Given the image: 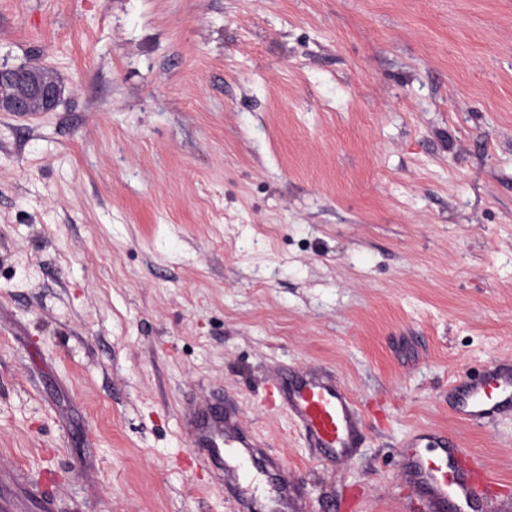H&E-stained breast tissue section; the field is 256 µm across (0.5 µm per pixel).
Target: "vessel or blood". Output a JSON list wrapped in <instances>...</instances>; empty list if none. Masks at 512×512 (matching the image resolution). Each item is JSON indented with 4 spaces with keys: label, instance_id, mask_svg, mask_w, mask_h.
<instances>
[{
    "label": "vessel or blood",
    "instance_id": "vessel-or-blood-1",
    "mask_svg": "<svg viewBox=\"0 0 512 512\" xmlns=\"http://www.w3.org/2000/svg\"><path fill=\"white\" fill-rule=\"evenodd\" d=\"M276 394L320 461L333 464L356 455L360 418L340 382L313 368L289 367L276 380ZM451 397L453 415L475 426L512 412V360L500 359L479 374L458 376ZM186 434L190 447L205 449L201 466L220 472L237 512H309L305 496L236 414L200 405L186 423ZM400 469L419 512H481L501 484L485 461L439 432L409 439Z\"/></svg>",
    "mask_w": 512,
    "mask_h": 512
}]
</instances>
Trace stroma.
<instances>
[{
	"label": "stroma",
	"mask_w": 512,
	"mask_h": 512,
	"mask_svg": "<svg viewBox=\"0 0 512 512\" xmlns=\"http://www.w3.org/2000/svg\"><path fill=\"white\" fill-rule=\"evenodd\" d=\"M0 493L26 512H234L189 399H233L311 512H411L443 430L512 512V415L448 385L512 358V0H0ZM333 372L364 421L318 463L265 396ZM49 74L53 70L47 67L0 64V111L21 116L53 111L63 87Z\"/></svg>",
	"instance_id": "35a3bbf8"
}]
</instances>
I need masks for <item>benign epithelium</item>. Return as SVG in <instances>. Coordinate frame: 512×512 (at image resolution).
I'll return each instance as SVG.
<instances>
[{
	"instance_id": "obj_1",
	"label": "benign epithelium",
	"mask_w": 512,
	"mask_h": 512,
	"mask_svg": "<svg viewBox=\"0 0 512 512\" xmlns=\"http://www.w3.org/2000/svg\"><path fill=\"white\" fill-rule=\"evenodd\" d=\"M53 70L29 65L0 64V111L32 115L53 111L62 96L60 82L49 78Z\"/></svg>"
}]
</instances>
